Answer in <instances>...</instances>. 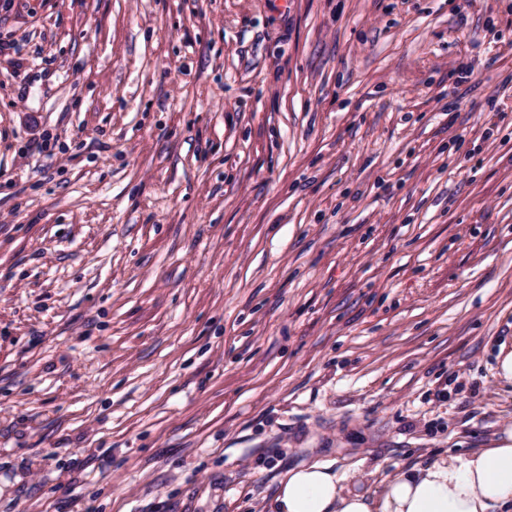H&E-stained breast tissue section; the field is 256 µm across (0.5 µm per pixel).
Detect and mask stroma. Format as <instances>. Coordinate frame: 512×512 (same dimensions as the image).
Here are the masks:
<instances>
[{
	"instance_id": "obj_1",
	"label": "stroma",
	"mask_w": 512,
	"mask_h": 512,
	"mask_svg": "<svg viewBox=\"0 0 512 512\" xmlns=\"http://www.w3.org/2000/svg\"><path fill=\"white\" fill-rule=\"evenodd\" d=\"M0 39V512H267L512 426V0H0Z\"/></svg>"
}]
</instances>
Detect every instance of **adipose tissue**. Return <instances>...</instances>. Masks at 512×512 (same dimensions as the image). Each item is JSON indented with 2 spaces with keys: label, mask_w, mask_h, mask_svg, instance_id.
Returning a JSON list of instances; mask_svg holds the SVG:
<instances>
[{
  "label": "adipose tissue",
  "mask_w": 512,
  "mask_h": 512,
  "mask_svg": "<svg viewBox=\"0 0 512 512\" xmlns=\"http://www.w3.org/2000/svg\"><path fill=\"white\" fill-rule=\"evenodd\" d=\"M270 512H512V426L492 447L397 473L373 498L341 492L328 465L297 467Z\"/></svg>",
  "instance_id": "obj_1"
}]
</instances>
